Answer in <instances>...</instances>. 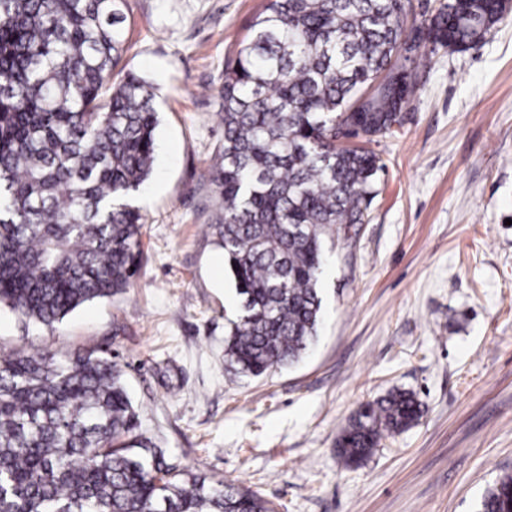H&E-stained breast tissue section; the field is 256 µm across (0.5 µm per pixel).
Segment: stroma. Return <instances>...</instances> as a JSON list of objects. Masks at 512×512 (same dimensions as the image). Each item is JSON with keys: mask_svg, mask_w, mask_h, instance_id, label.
<instances>
[{"mask_svg": "<svg viewBox=\"0 0 512 512\" xmlns=\"http://www.w3.org/2000/svg\"><path fill=\"white\" fill-rule=\"evenodd\" d=\"M262 0H126L121 65L155 87L154 172L131 203L140 272L47 330L0 306V351L111 354L139 434L179 469L258 491L276 512H474L512 474V15L421 62L364 223L322 277L319 338L258 378L224 358L238 302L212 229L224 60ZM412 391L417 424L360 466L337 451L360 407Z\"/></svg>", "mask_w": 512, "mask_h": 512, "instance_id": "stroma-1", "label": "stroma"}]
</instances>
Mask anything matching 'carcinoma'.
Here are the masks:
<instances>
[{
  "instance_id": "1",
  "label": "carcinoma",
  "mask_w": 512,
  "mask_h": 512,
  "mask_svg": "<svg viewBox=\"0 0 512 512\" xmlns=\"http://www.w3.org/2000/svg\"><path fill=\"white\" fill-rule=\"evenodd\" d=\"M124 0H0V304L46 327L137 274L158 112L148 81L115 79ZM512 0H266L224 62V140L211 182L239 296L225 357L243 376L298 362L323 312L324 241L364 222L417 62L483 41ZM406 390L368 402L338 439L345 464L421 418ZM112 356L0 353V512H274L257 493L179 473L136 439ZM512 506V474L476 512Z\"/></svg>"
}]
</instances>
